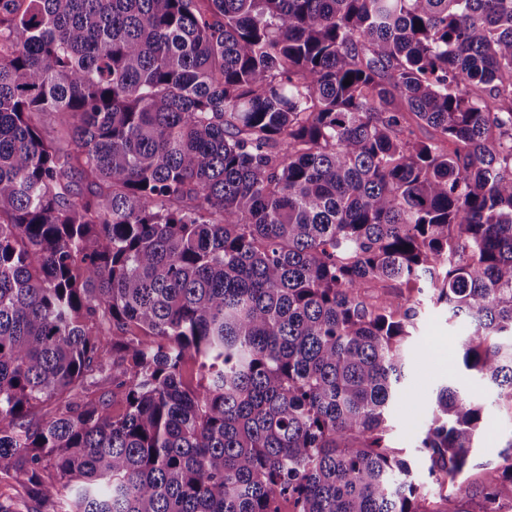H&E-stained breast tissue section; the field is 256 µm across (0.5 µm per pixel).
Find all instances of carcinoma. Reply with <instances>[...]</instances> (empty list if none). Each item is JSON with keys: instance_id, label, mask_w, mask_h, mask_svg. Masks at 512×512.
Masks as SVG:
<instances>
[{"instance_id": "obj_1", "label": "carcinoma", "mask_w": 512, "mask_h": 512, "mask_svg": "<svg viewBox=\"0 0 512 512\" xmlns=\"http://www.w3.org/2000/svg\"><path fill=\"white\" fill-rule=\"evenodd\" d=\"M425 290L512 398V0H0V512H442ZM482 418L438 390L436 484ZM470 330L468 320L450 318L446 308L425 304L409 347L408 395L389 411L391 442L413 463L416 483L428 497H437L438 487L430 485L427 466L416 451L418 437L431 417L437 390L454 380L452 365ZM407 419L412 423L410 430L405 428Z\"/></svg>"}]
</instances>
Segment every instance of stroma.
<instances>
[{
  "label": "stroma",
  "mask_w": 512,
  "mask_h": 512,
  "mask_svg": "<svg viewBox=\"0 0 512 512\" xmlns=\"http://www.w3.org/2000/svg\"><path fill=\"white\" fill-rule=\"evenodd\" d=\"M468 320L450 317L446 308L424 305L409 347L407 396L389 411L390 439L403 457L415 467V480L426 495L433 496L427 467L416 450L418 437L426 427L437 390L453 379L452 365L462 340L469 334ZM464 389L485 406L481 430L471 450L472 470L458 478L459 484L475 483L498 461L508 439L512 438V401L498 398L495 388L478 377L463 380Z\"/></svg>",
  "instance_id": "35a3bbf8"
}]
</instances>
